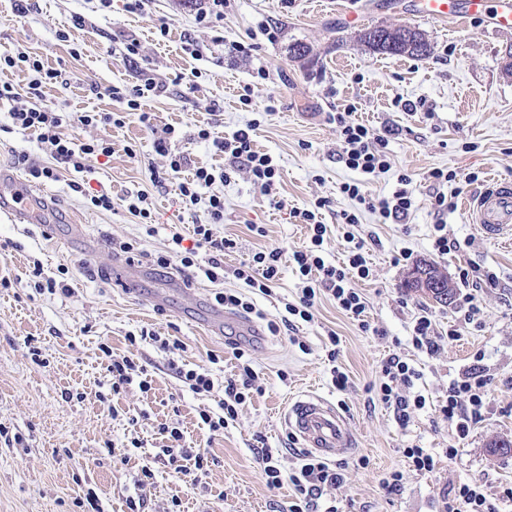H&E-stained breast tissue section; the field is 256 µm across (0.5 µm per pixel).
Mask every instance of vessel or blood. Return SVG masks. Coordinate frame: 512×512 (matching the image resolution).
<instances>
[{"label":"vessel or blood","mask_w":512,"mask_h":512,"mask_svg":"<svg viewBox=\"0 0 512 512\" xmlns=\"http://www.w3.org/2000/svg\"><path fill=\"white\" fill-rule=\"evenodd\" d=\"M417 16L432 19H482L496 28L512 30V0H412ZM29 187L16 179H0V214L28 219ZM468 219L484 238L512 240V181H499L482 190L468 207ZM112 277L117 286L129 288L146 275L145 267L116 257ZM284 423L305 447L332 458L349 452L352 434L345 416L322 397L304 392L292 398Z\"/></svg>","instance_id":"vessel-or-blood-1"}]
</instances>
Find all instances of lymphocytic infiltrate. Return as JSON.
<instances>
[{"label": "lymphocytic infiltrate", "mask_w": 512, "mask_h": 512, "mask_svg": "<svg viewBox=\"0 0 512 512\" xmlns=\"http://www.w3.org/2000/svg\"><path fill=\"white\" fill-rule=\"evenodd\" d=\"M152 79H145L142 85L129 92L112 89L113 99L123 103L121 112H61L41 106L36 102H24L21 93L15 91L11 84H0V101L10 102L9 115L15 127L23 131L36 133L41 143L50 148L51 164L38 165L30 162L28 156L17 158L18 165L24 166L28 174L40 181H56L61 171L81 173L85 162L92 156H111L112 145L105 139L77 142L68 138L63 129L73 124L85 127L98 125H119L125 116L137 115L140 123L151 125V113L142 111L141 98L145 93L156 90ZM353 107H346L343 112L333 116L336 135L341 143V157L349 169L365 174L385 173L390 169L388 160V140L376 129L356 122L352 114ZM258 121H251L245 127L224 137H212L209 129L197 132L198 139L211 141L216 153L228 160L227 169L218 171L207 167L195 168L190 177H183L182 171L187 164L186 157L172 148L176 137L173 126H165L154 142L156 151L169 159V173L178 178V190L183 205L194 206L206 202L210 221L194 225L192 246H184V237L180 232H173L164 253L157 256V267L167 269L179 267L187 278L204 277L218 281L224 276V255L233 251L236 242L227 237L217 236L214 227L224 221V199L212 194L202 197L201 189L210 187L215 181H228L233 173L242 171L249 175L254 184L265 192H272L280 172L272 157L255 147L254 132ZM429 182L439 185L440 190L432 195L430 204L441 220L434 224V248L442 254L456 249L457 243L448 236V226L443 222L445 214L454 212L456 203L453 198L441 190L442 185L455 181V172L440 168L429 171ZM398 187L388 196L373 198L363 191L361 183H343L340 190L370 211L378 213L385 220H401L407 217L413 202L410 185L412 178L402 173L397 177ZM327 205L326 199H316L305 207H295L290 211L296 223L306 225L310 232V244L301 250L293 251L291 260L296 266L302 286L298 300L285 304L286 314L280 321H269L271 332L280 328L294 327L296 321L309 322L313 319L312 308L319 295L331 297L337 308L357 321L362 332L380 335L379 327L365 320L366 301L350 285L352 278L372 279L373 274L367 264L363 250L364 241L356 239L351 232V225L357 224L358 218L352 213H343L342 220L349 230L345 237L352 248L347 266L336 267L326 264L321 252L328 228L321 220V211ZM281 253L278 250L254 253L251 259L241 262L234 274L238 287L228 288L216 293L215 300L225 308L254 312L251 300L253 293L269 294L279 279ZM237 371L225 378L223 385H216L209 369L176 367L175 372L181 381L193 392L211 394L221 391L218 400V413L200 412L199 417L210 431L223 430L230 422L236 421L241 405L262 393L259 372L252 366V360L242 349H235ZM421 372L397 354H390L380 365L378 375L372 385L376 399L386 408L392 409L400 423H408L414 411L426 405V398L416 390V383ZM491 382L483 373L474 371L461 381L451 382L448 396L441 407V413L451 427H454L458 439H465L471 428L483 419V413L491 400ZM170 443L163 452L176 472L192 475L194 482H201L206 475L205 461L207 455L201 450H192L182 444L183 434L179 429L169 432ZM294 466H287L285 453L280 448L262 447L257 449L254 457L255 466L270 488L292 485L294 500L288 512H339L334 492L343 481L342 474L335 465L320 457L299 451L295 454ZM512 503V487L504 488L499 498H490L484 485L480 482L461 484L448 501L443 504L444 512H503L504 507Z\"/></svg>", "instance_id": "obj_1"}]
</instances>
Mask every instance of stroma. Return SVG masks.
Instances as JSON below:
<instances>
[{"mask_svg":"<svg viewBox=\"0 0 512 512\" xmlns=\"http://www.w3.org/2000/svg\"><path fill=\"white\" fill-rule=\"evenodd\" d=\"M205 0H154L144 14L130 13L125 0L107 9L93 0H31L26 16L13 12V0H0V45L20 48L58 69V82L43 85L42 104L63 112L116 110L111 88L129 89L151 78L155 93L141 100L153 113L154 127L175 126L178 151L192 166L222 168L223 157L197 139L198 128L222 136L259 120L255 145L272 156L281 173L277 190L285 209L270 205L267 196L240 173L230 182H215L212 192L224 197L220 236L237 242L224 257V278H199L154 298L169 273L159 271L136 289L112 285L107 264L117 242L137 240V259L151 264L165 251L172 231L191 236L192 228L209 221L205 205L184 209L176 180L152 186L151 170H166L156 153L151 129L129 116L120 126L70 127L80 140L104 137L112 144L110 158H89L84 173H63L56 181H30L40 208L33 223L0 216V512H83L87 492H95L101 512H129L130 500H142L140 512H288L293 490L269 488L253 464L258 445L290 448L294 442L283 421L290 396L311 391L347 415L352 449L336 457L343 475L336 489L339 512H440L449 491L466 481L482 482L491 497L512 484V456L494 453L492 444L512 440V247L480 236L463 208L445 215L456 251L442 255L433 247L437 219L430 208L436 187L428 171H455L444 186L457 199L487 187L492 180H512V31L495 29L479 19L434 21L415 16L410 0H232L223 23L213 28L196 24ZM360 20L349 24V12ZM276 22L279 35L268 41L262 24ZM168 23V36L158 26ZM408 25L422 31L431 53L423 59L370 53L360 40L365 29ZM137 42L135 60L124 46ZM232 41L253 44L247 57L228 55ZM301 42L307 59L291 58L289 47ZM264 81H256L257 72ZM253 85V103L241 105L244 85ZM273 112H266L267 103ZM356 105V121L388 139L389 172L361 176L340 159L333 113ZM9 104L0 105V169L21 171L16 154L40 162L51 157L32 132L16 128ZM412 174L413 207L401 222L383 220L340 191L346 182L363 181L367 195H391L398 174ZM478 182L465 181L468 173ZM81 184L73 191L71 182ZM108 193L113 208L87 204L84 190ZM147 191L153 211V235H146L124 204L128 195ZM327 199L323 220L331 227L324 245L326 263L346 262L350 245L343 237V212L357 215L353 228L366 244L374 276L354 281L367 302L371 324L385 338L362 332L356 321L328 296H319L314 319L293 330L271 334L267 320H279L285 303L295 302L299 277L289 261L292 251L307 245L305 225L289 214L291 207ZM262 225L265 235L251 232ZM94 242L92 251L73 247L76 230ZM280 250V279L267 295L252 301L264 315L257 326L262 336L248 338L237 324L225 322L222 335L210 334L206 323L216 292L237 287L233 271L259 251ZM47 275H63L70 294L37 292L28 278L33 262ZM436 265L455 289L452 302L440 304L423 292L406 288L413 269ZM470 266L492 270L495 284L475 289L482 309L480 321H464L458 272ZM428 313L439 329L459 325L455 341H441L436 353L412 345L413 316ZM178 337L184 344L173 357L157 345L129 343L141 329ZM335 331L337 345L327 333ZM109 340L115 357L132 358L151 378L149 391L128 386L113 394L99 350ZM41 351L34 362L31 347ZM252 358L264 379L263 392L245 403L233 425L210 432L200 410L216 411L215 397L192 392L179 381L172 363L211 366L216 379L235 371L234 348ZM395 353L412 360L421 372L418 387L426 398L408 424L396 421L369 387L384 356ZM221 361L209 365V355ZM480 366L492 381L494 395L483 421L465 440L443 419L439 407L451 381L464 379ZM347 378L345 390L332 383V369ZM179 428L186 445L207 449L213 462L201 483L175 475L159 457L164 442L159 427ZM459 452L447 459L449 443ZM424 448L436 460L433 472L409 467L403 450ZM154 478L140 486L142 467ZM400 472V489L388 492L383 479Z\"/></svg>","mask_w":512,"mask_h":512,"instance_id":"stroma-1","label":"stroma"}]
</instances>
